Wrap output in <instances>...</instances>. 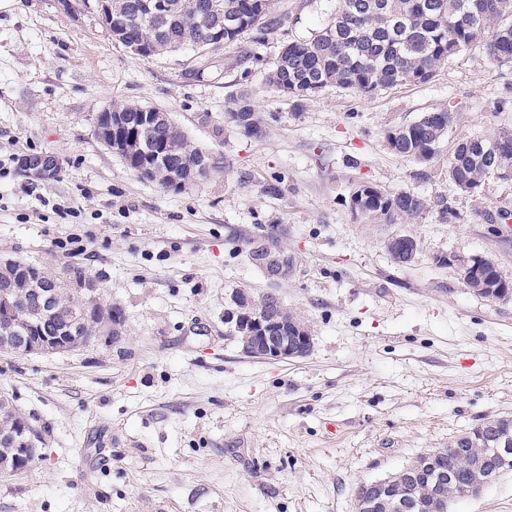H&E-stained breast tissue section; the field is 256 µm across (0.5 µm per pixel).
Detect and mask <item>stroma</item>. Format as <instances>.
I'll use <instances>...</instances> for the list:
<instances>
[{
	"label": "stroma",
	"mask_w": 512,
	"mask_h": 512,
	"mask_svg": "<svg viewBox=\"0 0 512 512\" xmlns=\"http://www.w3.org/2000/svg\"><path fill=\"white\" fill-rule=\"evenodd\" d=\"M336 0H272L285 26L224 45L191 74V49L142 57L94 6L0 0V260L84 275L121 334L75 349L0 354V393L41 437L39 458L0 477V512H356L361 483L512 417V301L473 294L453 254L512 280V180L475 193L448 179L458 142L512 128V63L475 46L431 81L296 102L267 87L282 45L315 33ZM247 95L262 136L224 114ZM136 103L167 112L219 156L180 189L140 179L94 133ZM451 112L438 153L390 151L387 131ZM48 155L51 175L28 173ZM284 180L281 195L262 185ZM361 184L445 197L406 224L350 207ZM414 237L408 264L387 249ZM272 293L306 322L307 357H247L232 296ZM451 512H512V471Z\"/></svg>",
	"instance_id": "obj_1"
}]
</instances>
